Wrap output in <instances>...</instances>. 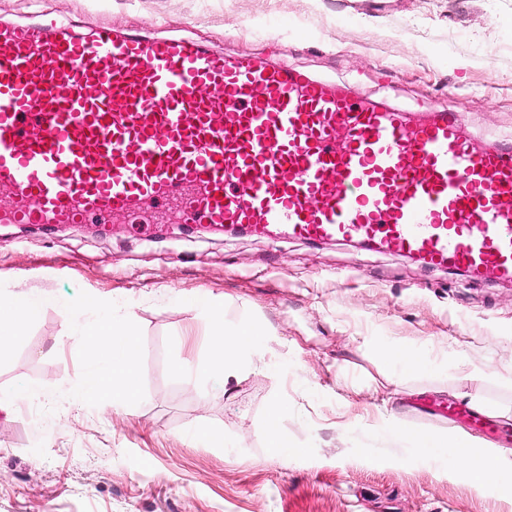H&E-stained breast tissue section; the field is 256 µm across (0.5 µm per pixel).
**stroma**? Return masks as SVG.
Returning <instances> with one entry per match:
<instances>
[{
    "instance_id": "35a3bbf8",
    "label": "stroma",
    "mask_w": 512,
    "mask_h": 512,
    "mask_svg": "<svg viewBox=\"0 0 512 512\" xmlns=\"http://www.w3.org/2000/svg\"><path fill=\"white\" fill-rule=\"evenodd\" d=\"M55 19L89 35L100 25L191 38L228 55L284 63L356 96L405 111L448 109L477 138L512 137V0H0V21ZM44 300L0 360V512H512V488L474 489L462 467L397 445L384 411L437 435L466 432L512 452V282L339 239L247 233L189 235L162 225L106 234L25 232L0 224V297ZM207 295L226 327L262 324L264 367L200 380L207 321L187 302ZM132 308L142 390L130 411L77 386L86 356L70 324L86 302ZM400 342L435 374L376 388L377 345ZM486 405L478 421L415 418L424 402ZM288 401L302 455L268 452L267 405ZM223 429L233 447L193 439Z\"/></svg>"
}]
</instances>
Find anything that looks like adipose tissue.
Returning a JSON list of instances; mask_svg holds the SVG:
<instances>
[{
    "instance_id": "obj_1",
    "label": "adipose tissue",
    "mask_w": 512,
    "mask_h": 512,
    "mask_svg": "<svg viewBox=\"0 0 512 512\" xmlns=\"http://www.w3.org/2000/svg\"><path fill=\"white\" fill-rule=\"evenodd\" d=\"M189 305L209 318L210 373L227 379L236 377L242 362L260 351L265 336L263 329L252 322L225 329L222 306L205 295L194 297ZM40 307L39 301L20 295L0 299V357L6 356L20 341ZM94 309L95 320L74 323L75 334L84 343L87 360V369L79 384L97 395L111 398L113 408L125 410L139 397L141 389L138 328L125 307L98 303ZM287 418V402L277 400L269 405L263 419L269 452L283 458L297 452L288 438ZM457 442L469 449L460 461L468 468L475 487H482L493 478L512 476V459L501 452L492 448L471 449V441L465 436L458 437Z\"/></svg>"
}]
</instances>
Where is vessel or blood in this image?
Segmentation results:
<instances>
[{"mask_svg":"<svg viewBox=\"0 0 512 512\" xmlns=\"http://www.w3.org/2000/svg\"><path fill=\"white\" fill-rule=\"evenodd\" d=\"M1 195V224L154 202L206 233L350 237L512 280V147L189 38L1 21Z\"/></svg>","mask_w":512,"mask_h":512,"instance_id":"1","label":"vessel or blood"}]
</instances>
